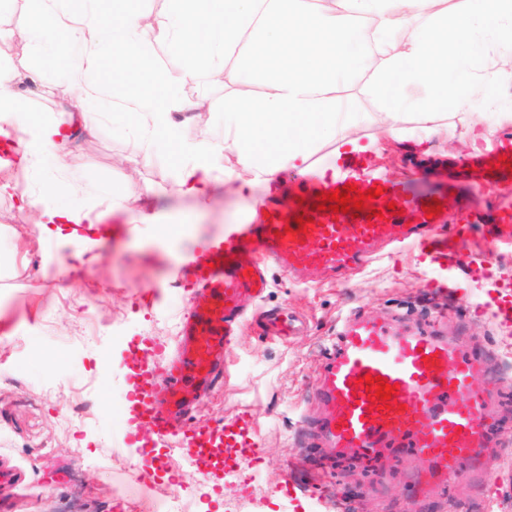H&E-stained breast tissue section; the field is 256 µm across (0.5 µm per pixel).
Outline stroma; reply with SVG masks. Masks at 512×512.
Masks as SVG:
<instances>
[{"mask_svg": "<svg viewBox=\"0 0 512 512\" xmlns=\"http://www.w3.org/2000/svg\"><path fill=\"white\" fill-rule=\"evenodd\" d=\"M0 67L23 75L38 71L50 94L25 95L33 115L63 112L74 94L64 61L44 62L25 43L0 41ZM364 79L347 78L345 105L359 114L347 132L371 145L376 164L396 180H416L433 168L488 150L498 132L479 117L447 106L433 122L434 134L418 141L422 122L403 116L400 132L381 120L363 92ZM133 144L121 124H104L94 138L72 137L64 162L94 189L125 187L128 213L123 223L148 215V224L112 238L98 259L69 275L42 239L34 210L19 199L0 197L9 221H0V468L17 474L10 493L14 512H159L169 495L167 479L146 485L128 472L141 455L126 443L127 373L141 337L167 345L177 341L178 318L194 296L175 280L177 255L223 235L228 224L248 220L255 198L269 191L258 185L242 199L229 182H216L206 204L172 188L173 150L152 163L132 167ZM269 288L259 308L287 311L303 319L302 331L283 340L267 338L260 323L241 331L226 360L220 387L197 404L194 421L210 425L246 412L263 438L256 463L258 487L225 484L212 491L181 459L169 471L182 482L181 512H311L333 488L337 502L357 500L360 512H512V378L499 366L512 361V322L488 307L494 286L512 284V244L492 243L474 253L469 265L445 269L423 262L405 245L383 249L381 257L342 282L310 281L269 267ZM158 284L162 302L145 304L142 286ZM389 321L394 327L433 330L464 344L483 360L481 381L495 401L490 433L499 451L483 467L494 478L487 492L459 476L433 494L414 497L412 476L423 465L407 456L370 464L355 456L337 459L322 485L308 492L287 488L285 472L303 476L317 444L312 423L318 415L309 385L336 344L346 315ZM87 402L88 414L67 420L68 409ZM124 498H117L116 487Z\"/></svg>", "mask_w": 512, "mask_h": 512, "instance_id": "stroma-1", "label": "stroma"}]
</instances>
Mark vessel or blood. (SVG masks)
I'll use <instances>...</instances> for the list:
<instances>
[{"label": "vessel or blood", "instance_id": "obj_1", "mask_svg": "<svg viewBox=\"0 0 512 512\" xmlns=\"http://www.w3.org/2000/svg\"><path fill=\"white\" fill-rule=\"evenodd\" d=\"M503 156L512 161L510 132L499 135L490 151L460 161L466 182L451 180L438 188L393 180L363 153L341 156L326 174L276 186L257 202L250 223L225 225L223 236L187 250L176 276L208 304L188 306L174 350L153 337L141 339V355L128 375L126 412L129 443L145 447L133 469L136 480H155L172 453L197 462L236 448L238 477L249 482L263 452L253 417L242 413L199 426L193 412L221 385L226 355L247 319L245 303L260 300L268 287V265L291 277L339 279L364 268L380 247L406 243L416 244L422 258L433 262L463 260L481 221L465 203V193L512 178L508 162H499ZM349 184L362 192L378 185L383 193L352 216L319 209L322 192ZM434 206L452 213L454 224L445 228L440 218L426 216ZM377 209L382 217H374ZM301 216L309 218L307 227L299 226ZM492 221L499 240L512 239V204L499 206ZM265 322L268 335L279 339L296 326L295 317L282 313L266 315ZM164 353L168 361L159 362ZM368 374L398 385L397 409H381L369 400L361 383ZM484 374L482 363L445 338L349 317L312 387L323 409L319 427L341 454L373 458L391 448L422 458L442 485L462 472H475L482 451L491 445L493 407L479 385Z\"/></svg>", "mask_w": 512, "mask_h": 512}]
</instances>
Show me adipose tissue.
I'll return each instance as SVG.
<instances>
[{"mask_svg":"<svg viewBox=\"0 0 512 512\" xmlns=\"http://www.w3.org/2000/svg\"><path fill=\"white\" fill-rule=\"evenodd\" d=\"M26 25L0 26V39H20L37 54L55 56L60 44L73 48L69 77L77 85L71 109L35 118L20 105L16 76L0 70V131H19L13 157L0 169L16 168L40 178V188L22 194L35 209L43 234L56 251L94 255L103 240L96 226L78 233L84 216L77 200L93 198L108 213L124 211V193L93 195L64 169L62 127L95 132L99 121L122 115L137 149L133 166L149 164L155 148L176 145L179 161L173 186L205 200L214 182L249 178L235 188L252 194L257 183L286 169L306 172L316 147L314 131L335 134L355 121L339 90L349 72L364 66V90L390 126L418 110L431 118L438 94L448 91L455 109L489 122L512 120L498 113L496 95L512 86V0H168L157 16L128 7L103 14L100 0H31ZM364 20L358 35L344 17ZM165 43L181 56L178 71L159 73L164 94L143 90L132 96L112 93L116 78L141 80L140 50L150 41ZM121 54L117 68L104 60V46ZM236 61L245 76L224 96L222 113H207L206 132L188 135L180 119L186 85L200 76L222 75Z\"/></svg>","mask_w":512,"mask_h":512,"instance_id":"obj_1","label":"adipose tissue"}]
</instances>
